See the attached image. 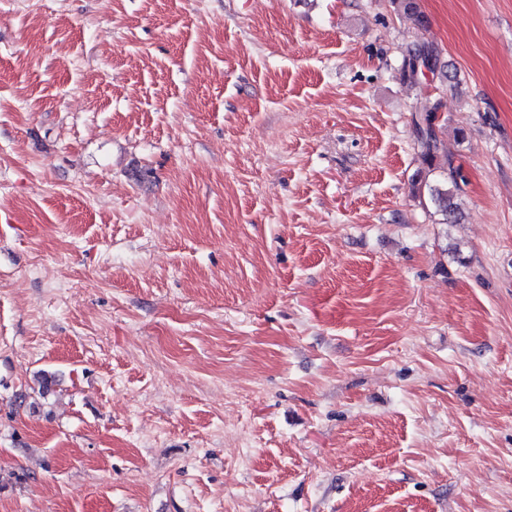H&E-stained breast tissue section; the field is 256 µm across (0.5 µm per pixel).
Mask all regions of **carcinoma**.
<instances>
[{
	"label": "carcinoma",
	"instance_id": "carcinoma-1",
	"mask_svg": "<svg viewBox=\"0 0 512 512\" xmlns=\"http://www.w3.org/2000/svg\"><path fill=\"white\" fill-rule=\"evenodd\" d=\"M389 7L394 13L410 20L412 25L421 29L428 23L422 11L419 0H388ZM430 61L431 73H436L440 61L438 46L429 42H413L407 45L402 58L401 74L405 82L411 85L420 84L424 75L420 62ZM439 111V104H434L422 121L415 122L416 141L419 147V158L422 168L417 172L415 194L421 202L430 204L442 216L445 224L452 222L456 214L453 202L455 196L462 192L460 181L463 177L460 170L453 168L449 160L441 164L436 161L441 158L443 143L439 136L440 128L431 123V118Z\"/></svg>",
	"mask_w": 512,
	"mask_h": 512
}]
</instances>
